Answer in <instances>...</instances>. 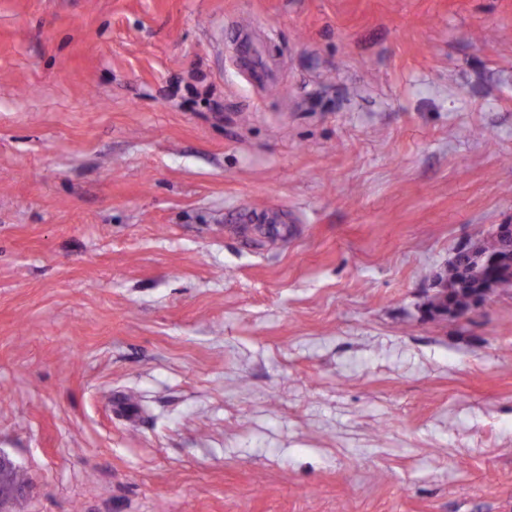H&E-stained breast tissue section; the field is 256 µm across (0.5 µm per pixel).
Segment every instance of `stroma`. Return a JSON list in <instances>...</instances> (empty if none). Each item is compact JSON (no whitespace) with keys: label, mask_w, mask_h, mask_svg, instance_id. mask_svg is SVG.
Masks as SVG:
<instances>
[{"label":"stroma","mask_w":512,"mask_h":512,"mask_svg":"<svg viewBox=\"0 0 512 512\" xmlns=\"http://www.w3.org/2000/svg\"><path fill=\"white\" fill-rule=\"evenodd\" d=\"M501 224L512 0H0L13 512H512ZM494 235L497 236L501 241V248L503 253L492 254L487 259L485 264L489 267L500 268L501 274L496 279L483 284V288H480L482 280L472 274H468V271L473 266L478 265V256L467 259L465 265V272L469 278V285L467 286H456L459 279L462 277L463 272L460 264L450 262L448 267L444 271L445 278L448 279V290L447 283L440 279L437 280V291L434 294V298L440 294H446L448 291V297H446V304L435 305L431 302V314H439L442 310H446L449 315H460L463 316L470 312L473 307L482 301L485 297L484 288H497L512 285V278L509 274L504 271V266L510 263L512 257V225L501 224L499 225ZM433 298V299H434ZM28 473L23 469L10 467L3 473V480L5 483L13 484L15 486L2 489V479L0 483V511L5 512L8 505L11 504L19 496L23 495L28 490L29 481ZM26 484V485H23Z\"/></svg>","instance_id":"35a3bbf8"}]
</instances>
